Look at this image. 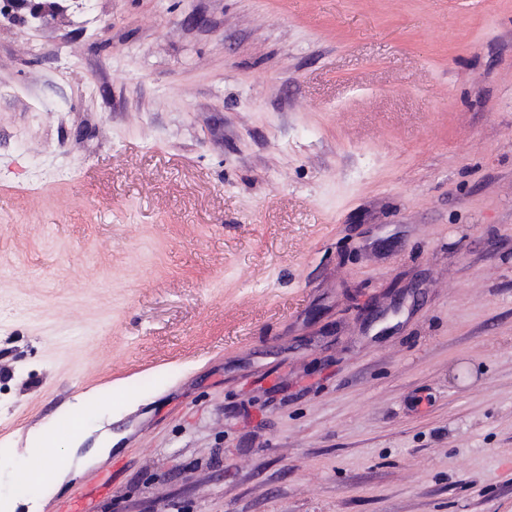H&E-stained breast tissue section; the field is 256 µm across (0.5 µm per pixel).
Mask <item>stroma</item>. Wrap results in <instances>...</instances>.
<instances>
[{
  "label": "stroma",
  "instance_id": "35a3bbf8",
  "mask_svg": "<svg viewBox=\"0 0 512 512\" xmlns=\"http://www.w3.org/2000/svg\"><path fill=\"white\" fill-rule=\"evenodd\" d=\"M81 4L0 18V424L120 391L43 512H512V0ZM30 12L39 20L42 27H50L58 20L65 11L58 1L41 0L32 1ZM111 475L98 474L97 482L72 497L59 503V512H97L98 504L107 491Z\"/></svg>",
  "mask_w": 512,
  "mask_h": 512
}]
</instances>
